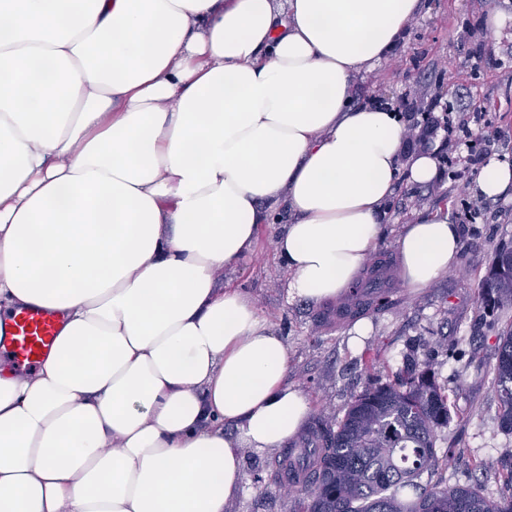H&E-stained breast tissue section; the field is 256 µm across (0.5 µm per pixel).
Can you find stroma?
I'll return each instance as SVG.
<instances>
[{
	"label": "stroma",
	"instance_id": "obj_1",
	"mask_svg": "<svg viewBox=\"0 0 512 512\" xmlns=\"http://www.w3.org/2000/svg\"><path fill=\"white\" fill-rule=\"evenodd\" d=\"M428 3L429 12L410 23L403 44L377 69L356 78L355 103L391 104L409 126L425 115L408 111L406 102L434 99L486 113L487 120L472 126L468 145L439 153L441 176L434 183L398 184L379 245L354 283L370 300L390 293L391 304L358 320H340V299L289 298L291 274L274 248L290 221L285 213L278 223L262 225L253 253L219 279L254 300L288 347L289 385L328 420H341L358 394L391 382L406 364H427L448 397V423L435 433V452L454 455L451 465L429 472L428 481L474 486L487 500L500 502L512 497V483L506 473L486 472L482 465L490 456L512 462V431L501 427L494 373L498 340L512 327V303L483 311L479 284L498 251L512 249V201L477 195L475 175L463 159L467 152L487 151L512 162V0ZM492 15L501 17L499 29L487 26ZM438 210L462 229L459 261L413 291L401 280L396 241L405 224ZM360 322L368 331L355 347L349 338ZM277 456L274 450L242 449L246 490L224 512H298L293 497L267 480Z\"/></svg>",
	"mask_w": 512,
	"mask_h": 512
}]
</instances>
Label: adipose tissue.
<instances>
[{"label": "adipose tissue", "instance_id": "1", "mask_svg": "<svg viewBox=\"0 0 512 512\" xmlns=\"http://www.w3.org/2000/svg\"><path fill=\"white\" fill-rule=\"evenodd\" d=\"M421 0H0V318L64 322L39 367L0 360V512H224L240 449H280L310 403L288 349L217 274L261 225L290 295H341L399 176L427 185L387 106L351 101ZM475 190L512 199V162ZM460 228L405 225L407 288Z\"/></svg>", "mask_w": 512, "mask_h": 512}]
</instances>
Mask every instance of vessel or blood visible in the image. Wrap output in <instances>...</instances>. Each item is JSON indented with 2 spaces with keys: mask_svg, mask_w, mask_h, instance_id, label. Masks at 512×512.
<instances>
[{
  "mask_svg": "<svg viewBox=\"0 0 512 512\" xmlns=\"http://www.w3.org/2000/svg\"><path fill=\"white\" fill-rule=\"evenodd\" d=\"M61 318L47 308L24 309L0 326V345L6 346L19 370L36 367L54 343Z\"/></svg>",
  "mask_w": 512,
  "mask_h": 512,
  "instance_id": "b4317fda",
  "label": "vessel or blood"
}]
</instances>
